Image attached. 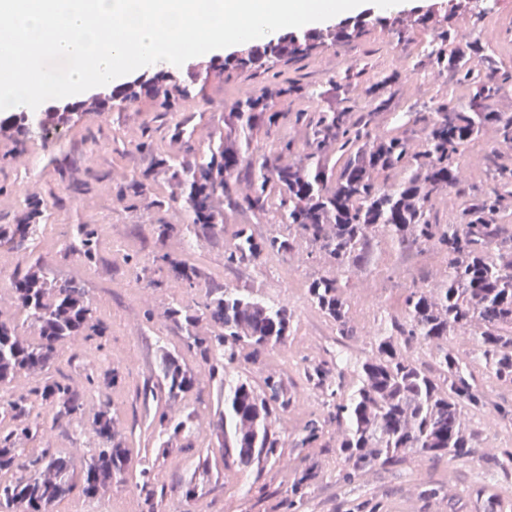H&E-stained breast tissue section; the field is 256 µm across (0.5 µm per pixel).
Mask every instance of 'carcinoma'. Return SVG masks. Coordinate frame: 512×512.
<instances>
[{
	"label": "carcinoma",
	"instance_id": "cac0c4a2",
	"mask_svg": "<svg viewBox=\"0 0 512 512\" xmlns=\"http://www.w3.org/2000/svg\"><path fill=\"white\" fill-rule=\"evenodd\" d=\"M419 25L432 27L440 41L448 40V18L427 14L408 20L400 15L390 22L356 20L301 41L287 34L225 59L220 69L264 85V92L225 106L233 121L203 151L189 147L184 154L162 153L150 138L141 136L136 148L150 156L151 165L115 192L116 200L128 209L167 211L179 206L188 223L161 224V236L179 233L196 241L202 233L218 234L229 213L245 218L269 215L275 223L288 225L286 234L261 237L250 225H240L224 253V265L290 255L307 244L309 257L330 265L329 271L309 282L308 299L343 339L357 335L348 290L352 274L370 258L374 245L385 240L401 251L433 247L443 255L441 278L430 288L407 289L402 313L385 321L370 355L358 365V384L350 395L341 392V368L323 361L305 370L308 381L326 395V413L321 421L304 423L294 447L312 446L324 425L336 423V455L348 483L377 467L400 463L409 454L429 459L475 454L476 432L466 415L482 412L486 400L469 363L448 348L449 337L461 331L473 336L475 356L497 381L512 385V231L497 223L499 214L512 208V157L489 159L491 184L473 192L463 185L457 163L487 126L512 143V113L489 107L512 86V69L501 68L489 44L479 38L454 55L431 52L429 66L471 88L472 97L466 109L440 97L429 112L407 113L406 123L422 134L421 150L411 134L373 131L374 115L389 105L385 89L402 76L396 69L375 79L363 78L361 71L335 81L343 86L352 80L366 84L371 110L358 118L346 96L334 110L320 108L308 114L277 108L288 99L319 95L288 78L284 68L290 62L321 47L355 41L369 27L386 26L404 40ZM179 88L180 81L169 73H157L114 89L107 98L52 109L35 129L16 123L8 139L22 150L35 132L65 127L81 110L124 112L144 97L157 102V111L174 117ZM288 124L305 129L303 142L281 132ZM57 173L75 195L95 189L92 176L77 174L63 160L57 161ZM158 179L168 185V196L155 194L153 183ZM453 193L465 200L457 220L444 224L435 202ZM51 199L53 195L41 192L27 195L15 222L0 224V248L27 261L13 272L10 292L34 330L30 337L20 335L12 317L0 312V384L21 372L45 375L24 393L0 397V420L10 421L9 428L0 429V475L12 474L0 479V512H53L58 501L76 492L96 498L112 488V481H122L131 463L119 415L107 404L91 422H84L83 391L68 376L52 372L64 344L95 341L101 348L99 339L107 327L96 316L81 281L58 279L40 261L30 262L53 209ZM100 236L96 224H73L63 251L91 266ZM153 264L188 290L207 286L202 301L191 306L174 299L163 317L183 328V346L209 366L210 376L222 373L224 408L215 412L211 425L224 464L264 467L285 447L275 423L288 411L287 390L275 373L255 386L231 372L286 344L291 311L285 304L260 300L245 288L210 285L203 267L168 253L156 256ZM203 323L213 332L202 331ZM418 344L434 349L432 365L426 367L411 355ZM159 378L158 385L170 400L184 396L197 382L194 372L168 352L161 358ZM194 417H177L162 408L153 421L167 441L183 440L191 448ZM64 425H85L95 438L80 484L73 481L70 458L53 448L31 447L45 428Z\"/></svg>",
	"mask_w": 512,
	"mask_h": 512
}]
</instances>
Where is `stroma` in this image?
Masks as SVG:
<instances>
[{
  "label": "stroma",
  "instance_id": "1",
  "mask_svg": "<svg viewBox=\"0 0 512 512\" xmlns=\"http://www.w3.org/2000/svg\"><path fill=\"white\" fill-rule=\"evenodd\" d=\"M490 19L476 21L459 10L448 16L454 35L444 44L445 53H453L459 40L480 33L490 42L501 64L512 68V0H494ZM434 42V34L417 29L411 41L391 44L382 29H375L360 40L316 51L309 66L300 71L302 82L322 90L330 77L345 73L347 67L375 74L392 67L406 69L407 75L393 88L389 111L381 113L379 132H402L404 115L425 111L432 97L448 96L461 108L468 107L470 94L452 77L436 70L411 73L414 60ZM187 96L179 98L180 111L196 112L194 148H206L218 127L224 124V106L237 98L243 83L235 74L217 68L204 71L201 79L183 77ZM152 128L160 151L182 150L166 123L156 121L150 100H141L138 111L90 112L69 128L60 129L49 139L32 137L24 151H16L11 140L0 139V184L10 193L0 195V220L12 221L27 194L54 190L60 197L34 252L36 258L53 268L62 278H81L98 317L107 326L104 349L77 344L64 345L57 366L84 385L103 360H111L119 372L114 386L98 387L87 394L86 417H93L103 405H111L134 434L126 441L131 451V467L124 483L113 485L108 494L112 512H289L288 488L302 470H309L306 494L299 512H355L357 507H374L378 512H476L475 491L482 486L501 489V501L495 512H512V478L491 468L493 458L512 449V425L500 422L494 408L512 405V385L497 381L484 364L472 357V336H454L452 348L467 356L470 368L481 384L489 407L472 416L480 435L477 450L466 460L448 456L427 460L409 457L406 462L363 474L354 482L341 479V464L336 456V427L328 424L317 444L309 448H282L280 458L263 470L225 466L208 420L224 393L211 381L208 368L198 356L187 352L181 333L162 316L171 297L190 302L203 296V289L174 291L169 288L146 290L134 287L137 271L150 265L153 255L167 252L173 257L201 263L216 282L249 289L269 303H287L293 313L292 331L285 346L266 354L241 372L261 382L271 372L279 375L288 391L290 407L279 425L288 442L299 425L324 415V396L305 378V368L314 362L334 361L338 351L365 358L388 315L399 313L404 285H432L443 262L441 254L425 248L405 253L387 243L375 248L373 261L359 270L348 290L351 312L357 327L356 338L341 339L335 326L309 303L308 282L326 271L297 255L271 256L238 267L224 264V250L233 242L238 227L236 217H227L222 234L201 238L196 250L183 246L179 235L162 237L160 223H181L183 213L126 210L120 207L108 186L116 182V171L125 177L140 175L150 160L137 153L134 142L145 128ZM496 152L512 155V146L501 142L494 129H485L479 142L465 149L458 163L467 185H484L488 173L485 158ZM66 158L77 170L92 171L98 188L87 196L70 198L55 170L54 161ZM72 224H106L111 235L100 240L99 259L88 267L62 252L63 233ZM178 355L199 379L196 389L171 401L161 392L157 381L162 352ZM133 362H126L125 354ZM164 407L176 415L190 412L199 417L192 435L193 450L185 451L179 442L161 447L153 422L156 408ZM153 468L157 494L147 499L135 488L143 465ZM194 497H186L188 487ZM436 488L433 496L425 488Z\"/></svg>",
  "mask_w": 512,
  "mask_h": 512
}]
</instances>
